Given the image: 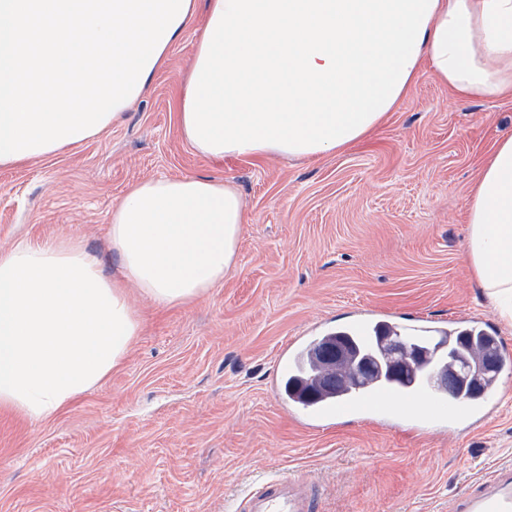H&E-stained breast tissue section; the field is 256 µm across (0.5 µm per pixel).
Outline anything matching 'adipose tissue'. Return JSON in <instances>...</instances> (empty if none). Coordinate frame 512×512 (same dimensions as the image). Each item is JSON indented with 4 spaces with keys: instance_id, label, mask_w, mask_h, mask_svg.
Segmentation results:
<instances>
[{
    "instance_id": "adipose-tissue-1",
    "label": "adipose tissue",
    "mask_w": 512,
    "mask_h": 512,
    "mask_svg": "<svg viewBox=\"0 0 512 512\" xmlns=\"http://www.w3.org/2000/svg\"><path fill=\"white\" fill-rule=\"evenodd\" d=\"M195 20V0H0V167L118 124ZM456 100H512V0H208L175 102L203 159L312 161L364 140L422 71ZM243 201L206 177L148 179L113 205L106 275L76 237L0 251V407L54 417L141 333L128 300L182 305L236 264ZM471 272L512 325V134L468 200Z\"/></svg>"
}]
</instances>
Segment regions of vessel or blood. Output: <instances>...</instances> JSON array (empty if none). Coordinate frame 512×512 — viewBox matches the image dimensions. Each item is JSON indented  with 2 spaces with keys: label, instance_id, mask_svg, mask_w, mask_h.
<instances>
[{
  "label": "vessel or blood",
  "instance_id": "obj_1",
  "mask_svg": "<svg viewBox=\"0 0 512 512\" xmlns=\"http://www.w3.org/2000/svg\"><path fill=\"white\" fill-rule=\"evenodd\" d=\"M387 411L398 420L445 421L465 415L469 407L422 385L393 388L374 382L363 388L348 387L333 399L318 400L311 408L315 418L342 417L361 410ZM318 485L308 475L273 478L247 498L244 512H317ZM448 512H512V465L494 466L477 484L467 487L448 503Z\"/></svg>",
  "mask_w": 512,
  "mask_h": 512
}]
</instances>
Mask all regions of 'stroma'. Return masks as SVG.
<instances>
[{
	"instance_id": "35a3bbf8",
	"label": "stroma",
	"mask_w": 512,
	"mask_h": 512,
	"mask_svg": "<svg viewBox=\"0 0 512 512\" xmlns=\"http://www.w3.org/2000/svg\"><path fill=\"white\" fill-rule=\"evenodd\" d=\"M196 34L169 51L112 129L0 168V249L80 238L105 273L112 206L134 183L233 185L246 222L235 269L203 298L142 317L130 353L55 418L0 408V512H225L261 482L303 472L319 512H448L496 462L512 463V372L486 416L443 428L355 415L315 420L283 395L291 347L374 315L512 326L481 298L466 254L473 181L512 134V101L454 100L431 74L365 140L314 161L200 158L174 103Z\"/></svg>"
}]
</instances>
